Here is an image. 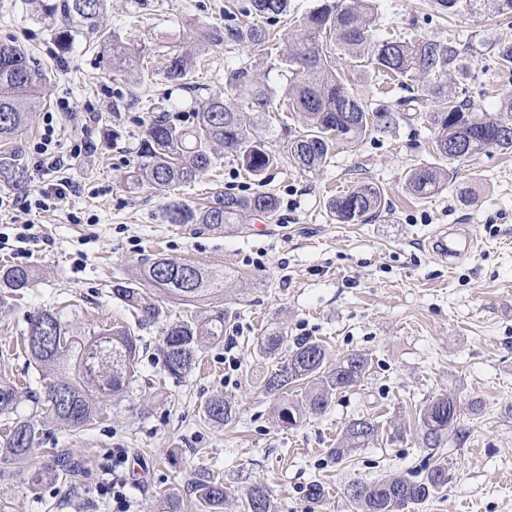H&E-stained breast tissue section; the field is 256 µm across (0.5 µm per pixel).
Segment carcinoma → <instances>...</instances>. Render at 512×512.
<instances>
[{"mask_svg": "<svg viewBox=\"0 0 512 512\" xmlns=\"http://www.w3.org/2000/svg\"><path fill=\"white\" fill-rule=\"evenodd\" d=\"M105 0H59L56 5L66 20L75 17L96 33V19ZM472 9L508 14L512 0H468ZM244 12L253 22L242 25L235 12L224 10V27L208 28L199 35L205 43L249 44L267 53L275 50L265 24L290 15L289 0H249ZM373 0H321L306 16L293 21L300 35L293 38L288 52L279 59L280 72L289 75L286 87L288 110L305 119L304 131L288 144V154L305 173L320 170L329 160L338 141L350 145L366 136H386L396 130L397 119L387 105L371 108L359 93L356 77L336 69V58L329 46L354 58L360 68L380 81H392L423 93L448 99L444 112H433L429 120L438 131L436 150L440 158L460 161L489 149H512V97H505L494 118L480 117L469 111L448 89L445 77L457 58L450 41L421 40L397 34H375ZM112 56V69L138 70L141 57L119 38L103 40ZM193 57L184 51L173 53L166 65V79L180 82L192 69ZM39 71L31 58L14 43H0V180L21 185L17 173H27L23 155L17 147L18 136L39 111L42 100ZM233 91L239 102L212 96L200 103L197 121L189 127H177L167 120L153 119L140 143V162L132 175L137 185L147 184L159 191H171L195 182L212 164L211 150L216 144L232 153L242 168L259 178L280 163L279 155L253 135L255 116H263L272 106L276 91L267 84H255L243 70L234 73ZM465 139L468 152L457 155L449 146ZM448 174L433 167L411 170L407 182L422 198L436 193ZM385 200L378 187L362 183L328 201L330 211L341 223L363 221L383 209ZM279 202L274 193L258 190L249 195L216 191L209 202L192 208L179 201L165 207L170 224H203L220 228L239 224L247 215H262L272 220ZM229 274L222 268H209L197 262L158 256L134 277L112 285V296L137 316L138 324L156 322L161 310L152 291L160 290L169 299L187 307L181 319L166 326L160 353L165 370L181 378L198 361L206 346L224 342V323L232 316L228 308L213 304L224 296ZM36 279L27 266L0 265V302L21 294ZM140 336L128 326L115 325L94 336L69 334L61 312L44 310L28 322L26 353L39 372L42 393L33 395L36 411L19 412L20 395L16 385L0 379V419L7 430L0 435V456L6 460L26 459L31 463L32 482L74 476L70 460L56 451L47 457L37 447L49 437L46 426L60 423L75 430L100 419L101 400L130 389L137 369ZM288 333L273 326L261 337L259 351L270 358L279 354ZM370 361L362 353H348L328 364L325 344L312 337L295 339L288 358L260 380V388L275 397L277 425L297 427L306 417L325 413L333 395L360 383L369 371ZM309 390L299 400L289 392L302 384ZM207 417L215 424L234 419L233 408L224 399L214 397L205 406ZM463 408L456 394L444 393L425 402L417 415L421 445L431 463L418 479L389 474L373 482L354 481L347 497L356 512H410L425 503L448 484V458L439 449L449 436L463 437L458 426ZM378 422L370 416L349 420L342 438L330 453L342 461L357 448L365 447L377 436ZM198 512H224L228 495L224 481L201 469L194 472L188 486ZM246 512H277L271 495L263 486L245 492Z\"/></svg>", "mask_w": 512, "mask_h": 512, "instance_id": "carcinoma-1", "label": "carcinoma"}]
</instances>
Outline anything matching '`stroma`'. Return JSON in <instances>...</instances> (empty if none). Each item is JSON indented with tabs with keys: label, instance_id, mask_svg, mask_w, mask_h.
<instances>
[{
	"label": "stroma",
	"instance_id": "stroma-1",
	"mask_svg": "<svg viewBox=\"0 0 512 512\" xmlns=\"http://www.w3.org/2000/svg\"><path fill=\"white\" fill-rule=\"evenodd\" d=\"M232 0H106L98 29L132 44L149 67L148 79L117 74L112 57L85 27L73 24L70 42L59 38L56 0H0V41L23 46L41 73L44 105L35 112L20 144L27 165L21 186L0 181V198L24 202L45 198L32 210L33 235L0 210V262L32 267L38 277L24 296L0 304V378L39 389V374L24 352L28 319L38 311L62 312L72 335L89 336L104 325H135L112 284L130 278L149 259H192L225 268L233 277L224 301L233 315L224 341L202 353L182 378L170 377L159 353L164 324L183 307L160 297L158 324L144 327L132 389L108 403L104 417L75 433L54 427L46 447L69 453L75 478L33 485L23 462L0 460V498L13 512H118L112 478L126 485L130 512H156L164 494L185 493L195 470L219 474L230 491L224 512H243L240 497L264 485L278 512H350L344 491L353 481L397 472L423 473L427 453L415 418L426 399L452 392L462 404L479 401L476 415L461 424L463 443L448 440L449 463L442 492L415 512H512V153L488 150L463 162L446 163L435 151L428 117L441 111L429 96L398 112L394 135H370L355 145L334 147L316 173L295 168L288 142L303 131L301 115L287 126L257 121L256 138L280 153L263 181L216 148L209 171L172 191L133 186L129 175L155 109L178 126L191 125L202 100L230 95L234 71L283 85L257 48L199 42L198 33L224 23ZM376 27L425 40L453 39L458 61L448 84L472 112L496 116L512 95V72H502L495 47L512 44V13L463 9L439 18L433 0H374ZM191 49L190 88L168 82L171 51ZM62 113L54 150L63 168L35 167L44 113ZM90 113L77 124L71 115ZM92 146L79 158L81 140ZM449 167L438 193L420 198L407 187L412 169ZM71 191L53 197L56 184ZM371 182L387 202L379 215L342 224L326 202L353 186ZM263 189L279 199L275 220L250 216L221 229L171 224L168 199L196 205L217 190L248 195ZM463 230L483 243L480 251L447 263L432 250L437 232ZM289 336L320 339L331 358L366 354L369 372L355 387L333 396L328 410L286 429L273 420L275 401L258 381L274 368L257 342L272 324ZM221 396L236 410L217 425L203 406ZM371 415L376 439L343 461L330 450L352 418ZM403 439H394L396 429ZM128 459L112 467V451ZM321 482L325 501L311 504L307 484Z\"/></svg>",
	"mask_w": 512,
	"mask_h": 512
}]
</instances>
